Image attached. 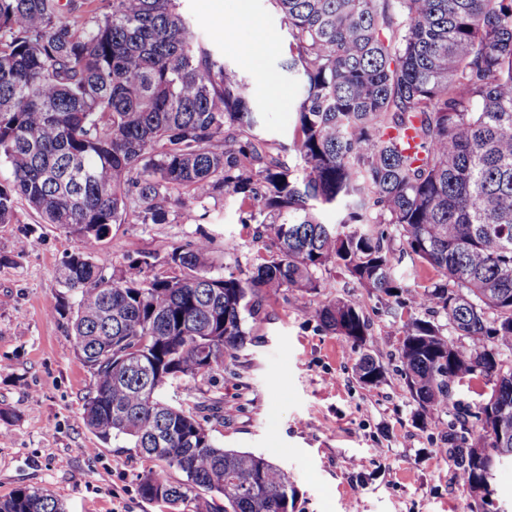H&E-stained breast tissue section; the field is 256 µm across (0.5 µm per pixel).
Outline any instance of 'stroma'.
<instances>
[{
	"label": "stroma",
	"mask_w": 512,
	"mask_h": 512,
	"mask_svg": "<svg viewBox=\"0 0 512 512\" xmlns=\"http://www.w3.org/2000/svg\"><path fill=\"white\" fill-rule=\"evenodd\" d=\"M179 8L228 67L251 84L257 132L292 143L288 105L302 90L279 64L290 36L272 0H180ZM201 223L116 224L102 249L110 269L164 257L176 244L208 235L214 274L248 268L262 246L238 222L236 206L206 200ZM76 241L41 223L26 203L0 224V500L20 488L47 491L66 512H159L139 491L149 461L125 440L105 444L82 423L95 380L75 354L71 326L53 314L56 270ZM312 293L281 292L249 320L246 346L223 367L176 381L173 404L220 400L224 419L205 418L216 443L278 463L293 477V512H470L474 497L443 449L460 425L455 412L423 418L399 356L401 309L341 270L317 271ZM353 300L372 343L361 348L328 332L316 316L331 299ZM383 365L382 381L362 385L361 352Z\"/></svg>",
	"instance_id": "obj_1"
}]
</instances>
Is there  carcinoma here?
Listing matches in <instances>:
<instances>
[{
	"label": "carcinoma",
	"mask_w": 512,
	"mask_h": 512,
	"mask_svg": "<svg viewBox=\"0 0 512 512\" xmlns=\"http://www.w3.org/2000/svg\"><path fill=\"white\" fill-rule=\"evenodd\" d=\"M290 41L281 69L302 80L293 150L258 138L247 83L204 43L178 0H112L83 17L75 0H0V224L23 200L79 246L57 269V310L94 390L82 419L101 442L130 441L155 462L144 499L176 512H288V470L218 446L196 412L163 390L224 366L245 347L246 316L294 289L319 288L332 265L441 325L404 321L399 354L424 413L450 408L452 388L493 384L467 448L449 454L474 498L484 472L512 449V0H273ZM224 196L238 223L270 243L246 272L214 276L215 244L177 245L146 271L110 273L86 248L114 224H169L173 207ZM330 208L337 221L326 224ZM396 228V250L384 225ZM431 270L421 290L401 254ZM324 328L371 341L360 307L334 299ZM355 369L373 385L369 353ZM183 474L172 482L167 472ZM222 499L219 505L216 499ZM0 512H64L23 488Z\"/></svg>",
	"instance_id": "carcinoma-1"
}]
</instances>
